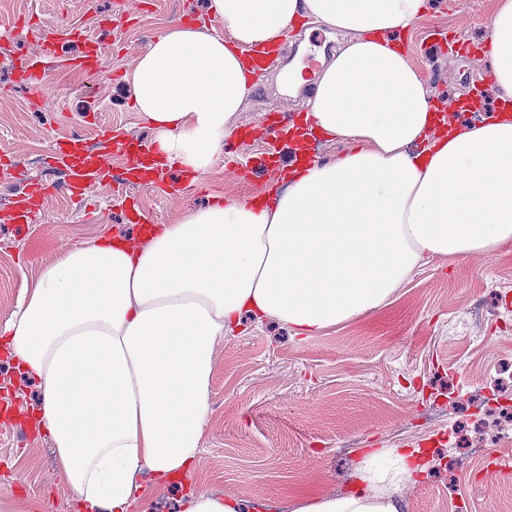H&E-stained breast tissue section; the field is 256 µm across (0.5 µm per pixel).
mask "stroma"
Here are the masks:
<instances>
[{"label":"stroma","mask_w":512,"mask_h":512,"mask_svg":"<svg viewBox=\"0 0 512 512\" xmlns=\"http://www.w3.org/2000/svg\"><path fill=\"white\" fill-rule=\"evenodd\" d=\"M32 24L0 10V324L15 310L40 269L69 248L107 233L145 240L132 210L172 224L212 197L263 195L268 177L226 170L198 181L178 169L158 183L131 184L100 175L81 199L45 198L32 223L14 221L30 192L52 180L48 148L98 126L150 144L152 132L132 104L125 76L163 29L206 17L208 0H19ZM496 0H432L407 43L427 79L434 106L447 108L484 73L474 52ZM69 27L100 37L98 68L78 73L65 97H35L19 76L41 52V32ZM279 69L256 80L237 119L250 137L243 158L262 155L270 111L289 121L292 102ZM42 389L18 376L0 355V512H74L58 478L51 445L31 408ZM512 404V242L491 253L429 259L383 306L313 335L277 320L241 327L221 340L210 386L211 415L191 477L197 487L262 502L265 512H293L305 497L352 489L364 454L418 448L426 469L400 484L402 512H512V444L470 447L473 421Z\"/></svg>","instance_id":"obj_1"}]
</instances>
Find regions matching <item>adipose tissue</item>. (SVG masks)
Returning <instances> with one entry per match:
<instances>
[{
	"mask_svg": "<svg viewBox=\"0 0 512 512\" xmlns=\"http://www.w3.org/2000/svg\"><path fill=\"white\" fill-rule=\"evenodd\" d=\"M428 0H209L219 29L159 32L127 78L168 166L210 172L254 87L253 49L310 19L342 37L306 119L347 152L292 169L266 197L213 201L145 243L102 234L42 267L0 350L37 379L32 419L76 512H150L184 487L181 512H242L190 485L209 423L216 346L243 316L306 334L384 305L427 256L512 242V0H496L482 58L501 102L465 127L440 123L400 37ZM418 449L366 454L341 495L294 512H401L394 488Z\"/></svg>",
	"mask_w": 512,
	"mask_h": 512,
	"instance_id": "1",
	"label": "adipose tissue"
}]
</instances>
